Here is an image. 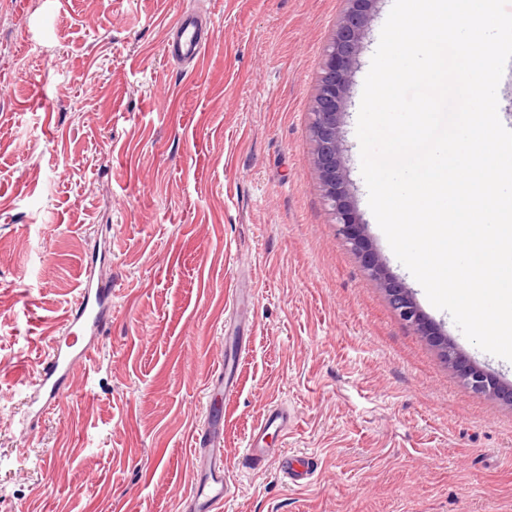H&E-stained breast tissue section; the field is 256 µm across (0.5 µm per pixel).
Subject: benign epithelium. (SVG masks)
<instances>
[{"label": "benign epithelium", "mask_w": 512, "mask_h": 512, "mask_svg": "<svg viewBox=\"0 0 512 512\" xmlns=\"http://www.w3.org/2000/svg\"><path fill=\"white\" fill-rule=\"evenodd\" d=\"M345 3L346 8L325 47V68L312 107L313 162L324 187L328 210L351 249L362 255L369 277L384 285L391 307L401 320L441 347L448 363L456 368L469 389L492 394L512 404V386L502 385L491 374L470 364L448 346L447 338L426 321L408 288L387 275L378 257L365 253L364 225L356 223L346 190L341 116L349 98L350 77L362 50L377 0H345Z\"/></svg>", "instance_id": "1"}]
</instances>
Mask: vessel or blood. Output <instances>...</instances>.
I'll list each match as a JSON object with an SVG mask.
<instances>
[{
  "instance_id": "1",
  "label": "vessel or blood",
  "mask_w": 512,
  "mask_h": 512,
  "mask_svg": "<svg viewBox=\"0 0 512 512\" xmlns=\"http://www.w3.org/2000/svg\"><path fill=\"white\" fill-rule=\"evenodd\" d=\"M208 39L200 17L185 10L168 27L164 50L176 61L200 59ZM112 283L85 272L74 314L63 338L49 346L30 382L29 412L40 419L56 411L76 368L93 369L99 360L96 338L112 315ZM236 356L229 353L206 395V423L194 437L192 480L185 497L189 512H223L228 493L224 473V397L235 388ZM290 416L284 408L268 409L253 428L244 455L245 468L256 470L276 463L294 485L310 484L316 473L313 459L288 458L267 441L270 434H287Z\"/></svg>"
}]
</instances>
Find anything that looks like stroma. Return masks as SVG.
I'll list each match as a JSON object with an SVG mask.
<instances>
[{"label": "stroma", "instance_id": "stroma-1", "mask_svg": "<svg viewBox=\"0 0 512 512\" xmlns=\"http://www.w3.org/2000/svg\"><path fill=\"white\" fill-rule=\"evenodd\" d=\"M198 62L164 52L188 4ZM393 0H378L343 118L365 242L470 363L505 362L431 305L368 205L356 135ZM344 0H0V503L9 512H184L191 438L228 336L224 512H512V405L466 387L393 311L337 232L312 163L311 105ZM112 278L95 374L27 425L38 357L86 266ZM317 463L248 471V437ZM290 415L281 407L268 409L259 423L253 428L244 455V467L252 470L276 463L288 480L294 485L310 484L315 477L316 465L312 458L289 459L279 448H271L267 437L271 433L283 436L288 433Z\"/></svg>", "mask_w": 512, "mask_h": 512}]
</instances>
